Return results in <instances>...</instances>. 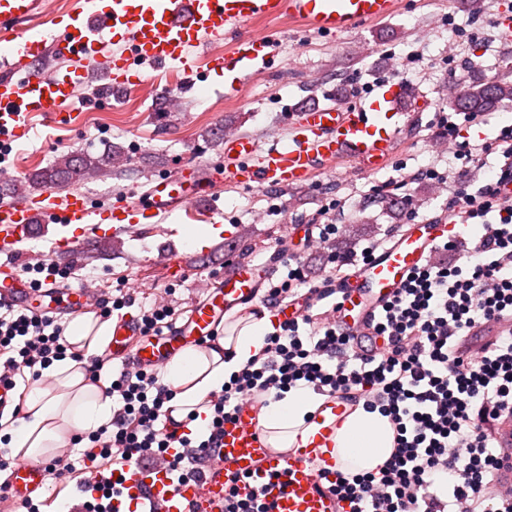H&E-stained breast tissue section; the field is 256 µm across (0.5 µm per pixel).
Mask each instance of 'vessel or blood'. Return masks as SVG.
<instances>
[{
  "label": "vessel or blood",
  "mask_w": 512,
  "mask_h": 512,
  "mask_svg": "<svg viewBox=\"0 0 512 512\" xmlns=\"http://www.w3.org/2000/svg\"><path fill=\"white\" fill-rule=\"evenodd\" d=\"M398 0H74L71 8L45 14L43 0H0V132L17 142L28 138L30 119L41 115L59 120L82 97L90 76L87 66L101 64L100 77L108 95L130 89L127 74L142 64L177 65L186 85L220 69L223 58L207 53L206 70L193 58L207 38L237 34L234 71L224 77L227 94L242 79L264 68L278 53L269 35L248 33L253 21L291 19L317 32L334 35L365 21L390 16ZM65 59V68L45 71L49 54ZM400 85L379 90L346 108L306 107L298 112L285 141L263 145L252 135L224 133V165L210 176L192 165L176 174L151 178L141 202L122 200L102 210L79 191L65 196L45 192L0 203V304L39 307L51 314L76 315L90 306L83 288L47 284L35 288L17 271L16 247L29 239L38 223L71 227V236L56 240L62 252H76L137 224H155L180 208L192 212L219 182L257 188H285L306 180L317 167L351 160L359 167L385 165L395 150L390 123ZM455 225L437 221L414 224L400 232L350 282L340 317L360 326L367 312L381 307L410 273L432 257L435 249L456 234ZM262 269L232 264L219 286L192 308L176 333L138 340V324L130 315L112 320L107 359L123 365L156 367L167 364L189 346L203 347L226 315L253 300L263 289ZM341 400L327 398L315 414L317 432L280 451L272 448L259 422L255 399L241 401L224 425L221 446L196 477L175 479L163 464L128 467L122 492L112 512H224V488L234 482L239 498H257L267 512H349L324 487L321 469L332 467L330 456L336 428L347 416ZM53 458H17L9 468L5 492L25 506L50 487Z\"/></svg>",
  "instance_id": "obj_1"
}]
</instances>
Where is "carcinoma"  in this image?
<instances>
[{"label":"carcinoma","mask_w":512,"mask_h":512,"mask_svg":"<svg viewBox=\"0 0 512 512\" xmlns=\"http://www.w3.org/2000/svg\"><path fill=\"white\" fill-rule=\"evenodd\" d=\"M505 100H512V68L491 80L469 82L459 95L448 100V107L460 112H490ZM130 164L131 157L121 146H113L100 155L67 153L52 167L34 174L29 184L34 188L61 189L79 182L86 170L108 176L125 171Z\"/></svg>","instance_id":"carcinoma-1"}]
</instances>
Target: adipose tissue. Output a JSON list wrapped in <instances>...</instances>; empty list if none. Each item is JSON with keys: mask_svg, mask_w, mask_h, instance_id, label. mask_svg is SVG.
<instances>
[{"mask_svg": "<svg viewBox=\"0 0 512 512\" xmlns=\"http://www.w3.org/2000/svg\"><path fill=\"white\" fill-rule=\"evenodd\" d=\"M111 328V322L85 314L69 323L65 338L84 356H96L108 346ZM271 330L266 314H250L231 321L213 346L190 348L172 359L165 368L164 383L174 393V418L186 417L259 357ZM43 376L44 383L34 384L25 395L22 417L0 418V439H6L12 455L36 459L63 454L71 433L95 430L112 419L111 399L88 380L77 362L67 357L52 361ZM323 401L312 390L293 388L281 400L263 406L259 420L271 446L286 450L297 436L311 433L307 418ZM393 446L388 417L357 406L336 432V468L346 474L377 471Z\"/></svg>", "mask_w": 512, "mask_h": 512, "instance_id": "adipose-tissue-1", "label": "adipose tissue"}]
</instances>
